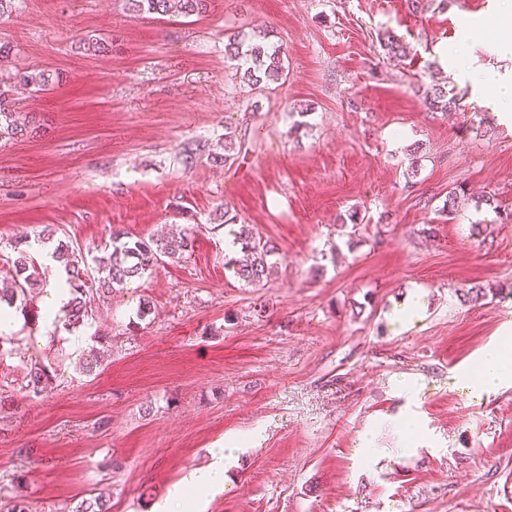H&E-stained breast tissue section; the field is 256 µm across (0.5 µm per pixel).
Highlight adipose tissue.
<instances>
[{
	"label": "adipose tissue",
	"mask_w": 512,
	"mask_h": 512,
	"mask_svg": "<svg viewBox=\"0 0 512 512\" xmlns=\"http://www.w3.org/2000/svg\"><path fill=\"white\" fill-rule=\"evenodd\" d=\"M466 39H459L442 57L450 61L459 77L478 89L492 91L497 107L503 116L512 115V80L492 69L476 70L467 65ZM474 391L489 393L512 381V337H506L487 348L478 364V371L469 376ZM234 454L233 447L218 446L212 449V463L204 469L189 473L164 499L157 502L153 512H199L202 500L224 488V461Z\"/></svg>",
	"instance_id": "1"
}]
</instances>
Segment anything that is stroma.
<instances>
[{
  "label": "stroma",
  "instance_id": "1",
  "mask_svg": "<svg viewBox=\"0 0 512 512\" xmlns=\"http://www.w3.org/2000/svg\"><path fill=\"white\" fill-rule=\"evenodd\" d=\"M492 7L210 0L184 17L21 0L0 16L12 48L0 79L60 76L11 94L40 131L0 141V288L21 237L47 225L87 259L119 231L195 238L185 258L95 300L79 331L46 322L40 297L14 302L0 512L20 482L29 512L98 496L110 512H152L228 439L239 451L201 512H512V385L481 394L465 379L512 330V121L440 56L468 30L474 64L512 70L482 24ZM234 28L281 45L287 79L241 82L224 54ZM387 31L408 44L403 61L383 59ZM86 36L111 52L80 49ZM435 84L459 110L428 108ZM307 106L309 127L293 129ZM228 126L246 149L231 169L182 164L185 144L220 150ZM223 204L232 223L216 218ZM242 231L275 248L264 287L224 266L225 237ZM34 362L52 374L37 397ZM17 82L33 92H42L52 89L59 82V77L55 71L35 69L19 74Z\"/></svg>",
  "mask_w": 512,
  "mask_h": 512
}]
</instances>
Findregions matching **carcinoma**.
Listing matches in <instances>:
<instances>
[{
	"label": "carcinoma",
	"mask_w": 512,
	"mask_h": 512,
	"mask_svg": "<svg viewBox=\"0 0 512 512\" xmlns=\"http://www.w3.org/2000/svg\"><path fill=\"white\" fill-rule=\"evenodd\" d=\"M208 0H126L128 11L136 14H181L200 15L207 9ZM385 58L389 61L400 60L407 56V49L394 35L386 33L379 40ZM225 53L237 62V71L241 79L254 89H265L269 83H277L287 76L282 47L275 43L256 40L241 32L233 31L227 35ZM18 82L33 92L52 89L58 82V74L52 70L35 69L19 74ZM10 90L0 85V140L14 137L31 136L38 132L36 117L21 116L10 105ZM429 106L440 112H453L460 107V98L445 89L432 86L424 90ZM243 143L236 140L235 132L224 127V148L221 153L210 155L216 166H232L241 153ZM234 242L240 245V257L227 262L235 277L248 286H259L268 280L274 263L269 257L274 248L253 236L238 235ZM193 247L192 233L161 239H133L123 233L112 236L111 250L93 259L89 266L82 255L75 253L71 244L58 240L54 254L66 264V283L70 298L66 302L65 329L76 328L88 323L92 317L91 305L95 298L110 297L124 287L127 281L143 276L148 270L166 257L180 260ZM13 288L4 294L8 301L19 298L29 301V296L40 285V272L29 258L25 249L18 251L10 270ZM49 374L42 364L30 366L27 387L35 396L41 395L47 388Z\"/></svg>",
	"instance_id": "1"
}]
</instances>
